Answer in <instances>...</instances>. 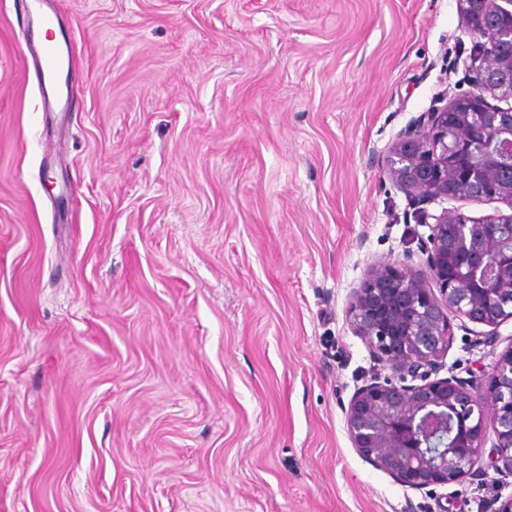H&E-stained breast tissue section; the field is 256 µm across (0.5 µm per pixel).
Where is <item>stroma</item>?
<instances>
[{"instance_id":"35a3bbf8","label":"stroma","mask_w":512,"mask_h":512,"mask_svg":"<svg viewBox=\"0 0 512 512\" xmlns=\"http://www.w3.org/2000/svg\"><path fill=\"white\" fill-rule=\"evenodd\" d=\"M77 105L41 106L0 0V512H490L355 451L378 365L346 310L426 226L380 161L468 84L457 0H50ZM455 328L441 376L512 345Z\"/></svg>"}]
</instances>
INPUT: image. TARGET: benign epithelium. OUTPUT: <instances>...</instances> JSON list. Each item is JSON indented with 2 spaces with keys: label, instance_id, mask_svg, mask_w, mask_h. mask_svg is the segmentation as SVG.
Returning <instances> with one entry per match:
<instances>
[{
  "label": "benign epithelium",
  "instance_id": "obj_1",
  "mask_svg": "<svg viewBox=\"0 0 512 512\" xmlns=\"http://www.w3.org/2000/svg\"><path fill=\"white\" fill-rule=\"evenodd\" d=\"M474 49L470 89L441 96L400 130L382 171L405 195L422 265L373 264L347 316L372 358L393 377L354 391L345 421L357 453L403 487L434 492L494 463L512 472V344L469 380L432 378L452 343L453 320L497 328L512 320V0H457ZM499 202L481 220L448 201Z\"/></svg>",
  "mask_w": 512,
  "mask_h": 512
}]
</instances>
